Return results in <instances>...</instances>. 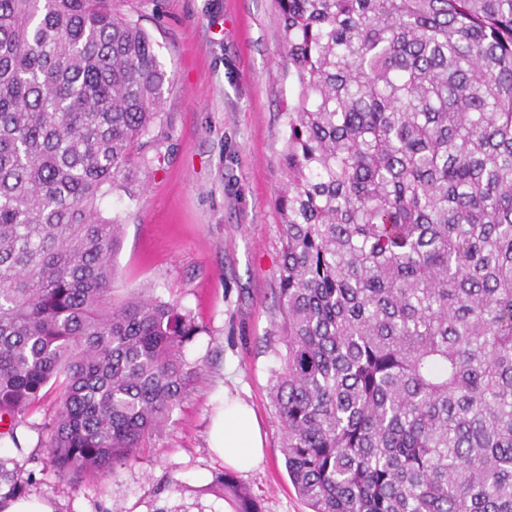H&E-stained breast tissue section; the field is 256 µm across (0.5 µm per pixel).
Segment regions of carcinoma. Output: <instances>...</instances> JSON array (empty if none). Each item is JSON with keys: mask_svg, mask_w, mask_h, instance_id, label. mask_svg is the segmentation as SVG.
I'll return each instance as SVG.
<instances>
[{"mask_svg": "<svg viewBox=\"0 0 512 512\" xmlns=\"http://www.w3.org/2000/svg\"><path fill=\"white\" fill-rule=\"evenodd\" d=\"M115 0H0V421L60 400L63 477L115 469L198 372L173 300L113 294L171 78ZM288 476L311 512H512V0H280ZM21 478L0 460V486ZM235 512H261L231 473Z\"/></svg>", "mask_w": 512, "mask_h": 512, "instance_id": "1", "label": "carcinoma"}]
</instances>
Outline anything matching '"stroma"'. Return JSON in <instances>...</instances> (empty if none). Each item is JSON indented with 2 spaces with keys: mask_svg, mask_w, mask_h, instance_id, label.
I'll use <instances>...</instances> for the list:
<instances>
[{
  "mask_svg": "<svg viewBox=\"0 0 512 512\" xmlns=\"http://www.w3.org/2000/svg\"><path fill=\"white\" fill-rule=\"evenodd\" d=\"M171 78L162 107L160 159L138 174L137 195L100 202L125 234L115 294L155 286L178 300L203 331L188 348L199 366L168 425L135 458L106 473L61 477L44 444L56 413L46 399L19 429L23 452L0 440L22 496L55 512H225V466L208 445L209 416L230 395L251 403L266 434L265 459L240 483L262 512H308L281 452L270 398L283 349L277 282L282 227L283 80L277 0H124Z\"/></svg>",
  "mask_w": 512,
  "mask_h": 512,
  "instance_id": "35a3bbf8",
  "label": "stroma"
}]
</instances>
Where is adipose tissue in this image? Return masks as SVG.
<instances>
[{
	"label": "adipose tissue",
	"mask_w": 512,
	"mask_h": 512,
	"mask_svg": "<svg viewBox=\"0 0 512 512\" xmlns=\"http://www.w3.org/2000/svg\"><path fill=\"white\" fill-rule=\"evenodd\" d=\"M210 448L233 471L257 468L264 459L265 435L253 408L239 398H225L212 418Z\"/></svg>",
	"instance_id": "1"
}]
</instances>
